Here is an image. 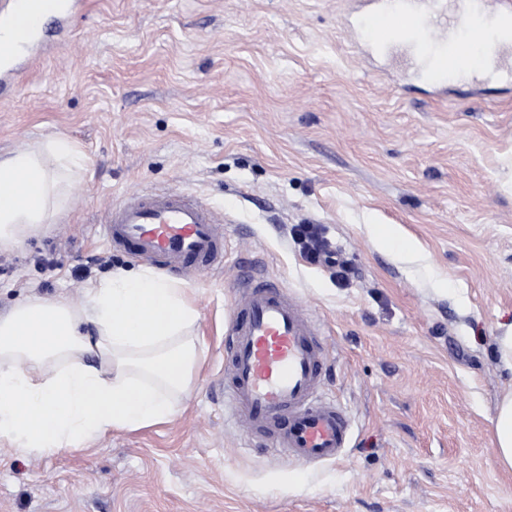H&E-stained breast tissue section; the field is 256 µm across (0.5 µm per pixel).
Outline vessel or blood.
<instances>
[{
  "label": "vessel or blood",
  "mask_w": 512,
  "mask_h": 512,
  "mask_svg": "<svg viewBox=\"0 0 512 512\" xmlns=\"http://www.w3.org/2000/svg\"><path fill=\"white\" fill-rule=\"evenodd\" d=\"M430 2L420 9L414 0H384L365 12L359 43L378 54L410 48L418 77L434 87L452 86L462 72L512 53V0H469L452 12L443 0ZM75 6L76 0H10L0 13V61L13 63L38 46L42 18L68 19ZM105 233L113 248L168 272L204 270L224 255L222 218L178 189L143 192L112 207ZM236 293L224 393L241 425L288 458L338 459L351 421L343 407L318 396L327 354L315 321L266 280L240 277Z\"/></svg>",
  "instance_id": "b4317fda"
}]
</instances>
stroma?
<instances>
[{"instance_id": "stroma-1", "label": "stroma", "mask_w": 512, "mask_h": 512, "mask_svg": "<svg viewBox=\"0 0 512 512\" xmlns=\"http://www.w3.org/2000/svg\"><path fill=\"white\" fill-rule=\"evenodd\" d=\"M363 0H85L0 101V152L81 151L44 231L0 249V313L141 259L109 209L176 188L224 217L193 291L199 368L175 416L53 456L0 442V512H512L492 419L512 392V80L440 91L354 39ZM313 224L350 271L296 243ZM416 245L384 247L388 227ZM258 274L320 326L321 393L352 421L345 455L300 463L224 401L235 279Z\"/></svg>"}]
</instances>
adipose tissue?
Returning <instances> with one entry per match:
<instances>
[{"label":"adipose tissue","instance_id":"ef3b65f1","mask_svg":"<svg viewBox=\"0 0 512 512\" xmlns=\"http://www.w3.org/2000/svg\"><path fill=\"white\" fill-rule=\"evenodd\" d=\"M79 151L57 137L0 155V248L63 207L60 172ZM186 285L144 266L118 269L82 304L32 297L0 315V440L42 456L114 430L169 421L200 359Z\"/></svg>","mask_w":512,"mask_h":512}]
</instances>
